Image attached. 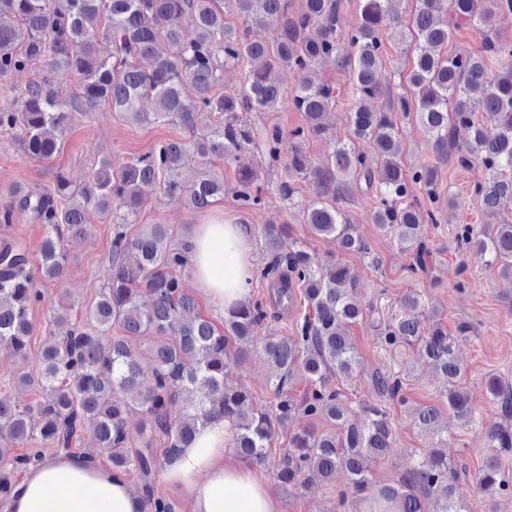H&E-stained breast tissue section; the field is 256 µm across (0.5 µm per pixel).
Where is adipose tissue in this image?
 I'll return each instance as SVG.
<instances>
[{
	"mask_svg": "<svg viewBox=\"0 0 512 512\" xmlns=\"http://www.w3.org/2000/svg\"><path fill=\"white\" fill-rule=\"evenodd\" d=\"M198 291L220 310L244 303L255 274L252 245L223 217L196 225L187 241ZM223 420L204 426L195 441L167 460L165 479L184 490L191 512H280L267 478L233 445ZM5 512H145L140 496L111 467L83 455H59L29 467Z\"/></svg>",
	"mask_w": 512,
	"mask_h": 512,
	"instance_id": "adipose-tissue-1",
	"label": "adipose tissue"
}]
</instances>
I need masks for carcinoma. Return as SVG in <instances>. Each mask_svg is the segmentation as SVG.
Instances as JSON below:
<instances>
[{
	"instance_id": "1",
	"label": "carcinoma",
	"mask_w": 512,
	"mask_h": 512,
	"mask_svg": "<svg viewBox=\"0 0 512 512\" xmlns=\"http://www.w3.org/2000/svg\"><path fill=\"white\" fill-rule=\"evenodd\" d=\"M396 0H360V20L351 30L341 26L343 0H0V76L21 71L36 60L47 69L28 84L15 105L0 110V132H17L24 151L49 158L57 151L50 129L68 119L66 104L51 91L59 69L82 83L81 106L92 112L100 102L122 120L140 124L179 120L194 139L170 140L125 162L117 172L101 163L92 181L78 185L59 172L53 189L34 192L10 188V203L0 208V223L10 224L18 212L46 225L38 271L42 278L60 280L66 269L61 241L84 234L86 214L93 209L112 224L109 263L99 299L81 318L65 308L54 317L67 323L61 336L41 353L37 377L19 376L21 384H36L44 400L19 409L0 398V435L14 442L35 438L44 444L26 455L0 447V504L18 485L17 475L45 458V448L73 454V443L89 429L99 450L107 453L112 470L135 474L137 492L146 512H175V505L154 487V448L161 444L170 457L189 446L199 428L216 419L234 427L235 447L245 458L264 463L277 430L295 420H324L327 430L308 426L294 434L276 464L282 485H304L347 476L338 493L336 512H365L361 503L386 501L398 512H469L457 497L466 467L442 448L414 453L415 465L394 484L369 490V467L392 448V426L378 404L363 406L365 420L351 418L349 397L332 378H349L359 364L348 325L362 316L355 298L353 276L344 265L323 261L298 242H284V228L267 224L263 238L268 262L262 276L281 284L280 300H293L299 291L307 312L293 336H263L257 330L269 316L261 302H247L224 314V328L193 314L195 301L183 287L186 267L182 246L166 224H150L132 236L128 224L144 205L142 188L160 186L170 196L186 199L194 211L224 197V178L207 169L210 159L226 161L241 150L260 153L272 168L288 154V177L314 186L313 197L300 203L291 182L279 185L290 206H300L312 234L330 237L343 251L370 253L369 245L352 235L340 206L336 184L352 176L373 194L372 221L400 248L414 252L423 264L426 224L439 223V195L433 169L422 166L406 172L400 158L396 116L376 106L384 89L378 81L386 64L385 31L396 21ZM512 11V0H416L408 24L414 58L411 97L398 98L395 111L415 119L432 135L438 154H455L462 166L478 163L485 171L473 193L490 216L512 202V44L492 34L499 12ZM233 13L241 25L225 16ZM190 15L193 27L178 19ZM106 18L102 34L88 23ZM467 24L489 32L480 53L448 52L453 29ZM255 27L271 36H251ZM171 53L159 52V43ZM500 68L492 72L490 60ZM348 71L353 85L350 112L352 135L331 142L330 152L317 166L298 149L299 143L325 132L321 118L336 104L335 88L313 76L317 65ZM289 68L300 76L287 94L271 79L274 68ZM241 71L232 93H221L224 71ZM190 85L186 99L181 87ZM150 98L154 109L140 102ZM303 114L305 125L288 132L279 125L256 132L246 112L275 111L283 103ZM471 134L462 147L454 139L456 127ZM189 163L200 165L197 178L186 183L170 173ZM422 190L428 203L414 196ZM233 195L239 206L253 209L265 202L259 174L239 170ZM461 240L489 267L512 278V222L487 224L478 234L465 224ZM41 299L23 244L0 241V347L26 355L32 332L31 311ZM404 311L383 332L384 342L417 346L420 357L447 381L448 415L468 423L473 408L462 385L463 369L455 356L456 337L439 322L422 318L421 300L408 295ZM123 332L112 335V329ZM156 335L149 349L153 384L145 387L141 354L128 336ZM261 343L274 368L273 400L252 402L250 391L226 378L229 362L244 359ZM305 383L300 396L288 389L295 379ZM380 397L393 400L402 387L385 373L373 375ZM491 400L500 407L508 426L492 423L485 429L490 452L478 472V485L488 491L512 489V474L501 457L512 453V385L487 381ZM140 416L131 428L132 415ZM416 423L428 436L447 430L439 408H420Z\"/></svg>"
}]
</instances>
